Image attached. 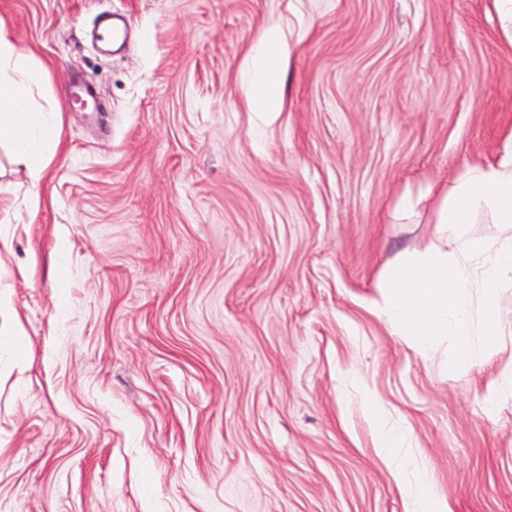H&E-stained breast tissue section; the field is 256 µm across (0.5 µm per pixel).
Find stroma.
Wrapping results in <instances>:
<instances>
[{
	"instance_id": "obj_1",
	"label": "stroma",
	"mask_w": 512,
	"mask_h": 512,
	"mask_svg": "<svg viewBox=\"0 0 512 512\" xmlns=\"http://www.w3.org/2000/svg\"><path fill=\"white\" fill-rule=\"evenodd\" d=\"M125 18V48L93 36ZM60 114L38 189L0 147V512H512V334L455 370L377 284L427 187L512 134L493 0H0ZM276 30L280 111L245 98ZM103 105L77 112L66 75ZM38 207H31V198ZM377 398L381 418L369 400ZM403 448L376 445L378 424ZM398 487L413 499V512H452L448 502L436 494L432 481L425 473L413 485L400 479Z\"/></svg>"
}]
</instances>
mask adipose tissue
<instances>
[{
    "label": "adipose tissue",
    "instance_id": "adipose-tissue-1",
    "mask_svg": "<svg viewBox=\"0 0 512 512\" xmlns=\"http://www.w3.org/2000/svg\"><path fill=\"white\" fill-rule=\"evenodd\" d=\"M279 55L278 45L270 39L256 51L247 98L262 112L280 109ZM28 62V54L17 50L0 19V144L14 148L36 187L51 161L47 147L54 144L57 128L32 104ZM480 210L491 212L495 223L512 236V145L496 162L467 166L453 193L444 196L437 234L451 238L452 249L435 246L420 254L403 253L378 284L392 333L424 357L435 351L438 340L451 339L456 369L481 364L497 351L503 334L504 319L495 295L500 273L512 270V239L475 246L466 226ZM478 253L483 256L482 312L475 319L471 316L472 260Z\"/></svg>",
    "mask_w": 512,
    "mask_h": 512
}]
</instances>
